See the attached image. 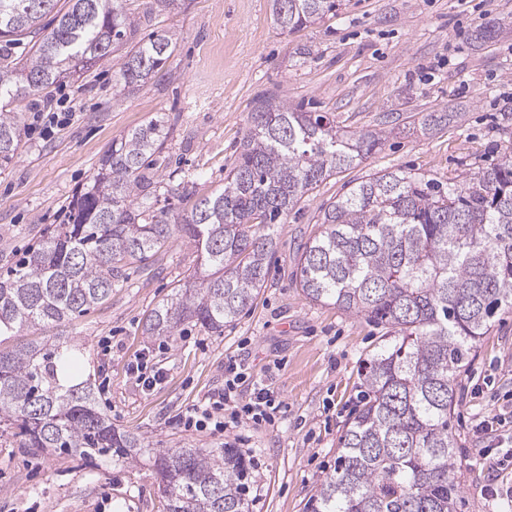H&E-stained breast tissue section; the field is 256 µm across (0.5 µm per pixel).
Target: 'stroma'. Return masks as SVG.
I'll return each mask as SVG.
<instances>
[{
  "label": "stroma",
  "instance_id": "1",
  "mask_svg": "<svg viewBox=\"0 0 512 512\" xmlns=\"http://www.w3.org/2000/svg\"><path fill=\"white\" fill-rule=\"evenodd\" d=\"M138 37L175 33L168 74L135 90L116 86L122 51L53 87L76 109L45 134L22 135L17 157L0 169V268L36 246L97 169L113 138L158 120L166 135L156 170L193 173L197 195L224 182L246 134L254 99L287 98L308 112H329L352 131L389 130L376 153L336 174L298 204L278 228L268 282L253 304L220 333L186 324L158 338L143 332L147 314L169 297L195 260L188 239L172 237L145 265L128 270L133 285L114 289L96 309L61 327L5 340L12 348L61 336L77 343L80 369L101 412L154 448H217L244 438L250 459V512H306L333 472L339 438L352 419L360 367L387 338L382 327L333 305L311 302L296 285L302 247L323 210L354 183L402 169L447 179L499 163L512 152V0H340L315 24L284 32L271 0H125ZM495 25L489 39L481 26ZM447 115L430 133L428 113ZM457 385L456 438L461 512H512L488 486L512 485V468L491 466L471 424L512 399V307L500 310ZM111 338L112 352L98 343ZM164 344L155 362L165 380L144 391L127 367L143 349ZM279 392L273 425L224 434L182 430L178 419L224 384L228 360ZM154 468L109 454L86 459L26 447L0 436V512H167Z\"/></svg>",
  "mask_w": 512,
  "mask_h": 512
}]
</instances>
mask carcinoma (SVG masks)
I'll return each instance as SVG.
<instances>
[{"label":"carcinoma","mask_w":512,"mask_h":512,"mask_svg":"<svg viewBox=\"0 0 512 512\" xmlns=\"http://www.w3.org/2000/svg\"><path fill=\"white\" fill-rule=\"evenodd\" d=\"M58 2L0 0L1 166L20 146L14 101L110 56L136 27L123 0H68L65 9ZM335 9L336 0H272L285 31ZM24 42L25 58L5 54ZM175 46L167 31L130 46L117 84L166 76ZM385 135L343 131L327 112L262 95L223 186L174 219L170 198L189 181L176 170L153 173L161 125L151 120L121 135L73 202L70 222L0 273V337L59 325L104 303L125 267L146 262L176 233L193 243L196 263L149 313L144 332L169 336L184 323L223 331L264 287L288 212L376 152ZM297 281L310 301L364 315L390 336L365 368L359 409L310 512H457V380L496 311L512 306V156L445 181L401 169L369 175L324 209ZM78 352L58 337L0 349V423L30 448L148 456L167 512H250L238 449H157L116 429L91 383L69 375Z\"/></svg>","instance_id":"carcinoma-1"}]
</instances>
